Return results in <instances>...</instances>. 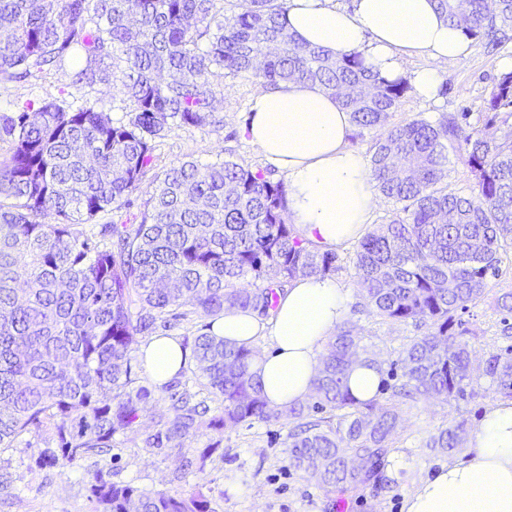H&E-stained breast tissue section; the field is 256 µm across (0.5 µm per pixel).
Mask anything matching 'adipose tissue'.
<instances>
[{
    "instance_id": "1",
    "label": "adipose tissue",
    "mask_w": 512,
    "mask_h": 512,
    "mask_svg": "<svg viewBox=\"0 0 512 512\" xmlns=\"http://www.w3.org/2000/svg\"><path fill=\"white\" fill-rule=\"evenodd\" d=\"M297 42L337 58L361 53L382 76L404 73L406 58L456 60L472 41L451 26L437 0H287L282 16ZM352 123L335 96L311 83L257 90L245 133L267 162L288 176L291 221L320 246L358 236L367 224L373 189L364 159L348 147ZM348 291L335 279L299 276L281 293L270 319L252 311L225 310L211 331L225 342L249 346L262 336L271 348L252 370L270 405L287 408L308 400L319 370L318 349L346 312ZM154 385L163 386L189 361L172 336H156L140 352ZM404 512H512V400L488 408L470 436L465 461L420 480L404 498Z\"/></svg>"
}]
</instances>
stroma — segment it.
Instances as JSON below:
<instances>
[{
  "label": "stroma",
  "instance_id": "1",
  "mask_svg": "<svg viewBox=\"0 0 512 512\" xmlns=\"http://www.w3.org/2000/svg\"><path fill=\"white\" fill-rule=\"evenodd\" d=\"M472 47L466 58L447 63L426 56L410 58L408 72L436 69L447 92L428 100L409 90L393 112L392 122L421 117L435 120L448 112H466L471 125H481L492 87L501 74L512 71V43L492 50L476 41ZM66 82L63 72L52 71L38 80L0 83V112L17 101L58 97ZM256 88L253 78L244 74L218 79L214 90L223 100V127L172 128L156 144L155 172L184 160L207 164L230 156L251 168L267 169L272 180L282 179V171L267 168L244 133ZM356 247L352 239L336 248L339 269L335 278L349 294L345 317L374 357L392 367L394 374H401L404 349L424 330L414 322L384 320L372 312L355 277ZM501 267L502 276L490 280L485 295L458 313L470 330L472 394L450 402H399L384 485L368 483L342 495L326 493L316 476L290 466L284 440L292 423L285 419L229 427L220 433L206 429L182 450L165 454L150 453L141 434L131 431L117 437L109 454L41 467L35 458L52 438L46 430L30 436L28 443L0 451V468L12 475L10 485L0 487V512H96L89 485L99 471L113 483H129L146 492L204 495L213 512H403L404 497L413 485L450 459L428 448L429 437L458 415L467 418L469 426H476L500 398L483 369L490 353L512 351V315L503 316L495 307L500 294L512 292V253L503 256ZM211 444L215 452L199 460L200 451Z\"/></svg>",
  "mask_w": 512,
  "mask_h": 512
}]
</instances>
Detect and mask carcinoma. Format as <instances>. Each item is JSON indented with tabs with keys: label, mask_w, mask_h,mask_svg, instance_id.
I'll list each match as a JSON object with an SVG mask.
<instances>
[{
	"label": "carcinoma",
	"mask_w": 512,
	"mask_h": 512,
	"mask_svg": "<svg viewBox=\"0 0 512 512\" xmlns=\"http://www.w3.org/2000/svg\"><path fill=\"white\" fill-rule=\"evenodd\" d=\"M438 8L473 40H509L512 0ZM285 10L286 0H0V81L54 69L73 88L0 113V448L49 427L52 445L36 464L71 463L114 446L149 406L143 445L157 454L205 428L285 417L299 421L285 442L289 464L343 494L383 482L396 398L465 395L468 329L456 313L484 295L512 251V141L495 133L512 118V73L492 88L480 128L463 124L465 112L391 125L407 80L379 76L358 52L334 59L297 43L280 22ZM117 73L133 105L126 122L82 94ZM242 73L270 89L317 84L356 127L383 129L370 180L401 209L361 238L355 275L377 316L427 326L405 350L401 383L382 381L383 401L350 392L351 363L376 359L347 323L320 360L312 404L270 406L250 371L256 351L207 332L194 337L195 368L162 386L164 396L139 380L136 353L157 328L196 314L214 321L227 308L268 317L290 279L339 269L336 252L287 223L284 180L230 157L155 175L136 226L87 228L131 203L171 126L223 125L214 80ZM457 145L475 179L468 191L444 183ZM484 375L512 398L511 351L490 354ZM466 432L455 418L428 447L451 455ZM90 493L97 512H214L203 496L144 492L100 473Z\"/></svg>",
	"instance_id": "cac0c4a2"
}]
</instances>
